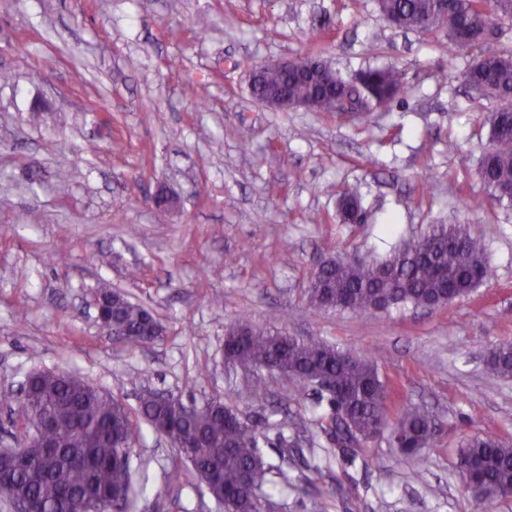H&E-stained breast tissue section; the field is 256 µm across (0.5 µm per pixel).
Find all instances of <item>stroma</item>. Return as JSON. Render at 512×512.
I'll return each instance as SVG.
<instances>
[{
    "mask_svg": "<svg viewBox=\"0 0 512 512\" xmlns=\"http://www.w3.org/2000/svg\"><path fill=\"white\" fill-rule=\"evenodd\" d=\"M310 52L350 81L398 66L408 92L367 123L252 97L253 68ZM467 66L375 0H0V71L13 75L0 82V447L23 437L27 377L62 371L132 409L147 390L221 398L287 475L275 512H512V498L477 503L456 469L468 436L512 442V379L483 368L512 341V207L478 175L490 104L467 94ZM343 189L363 223L338 218ZM431 224L481 239L488 274L471 295L432 310L309 306L319 262L386 257ZM102 288L152 309L161 339L113 343L94 321ZM244 312L371 357L392 407H426L420 475L383 436L328 478L284 462L279 436L309 448L328 395L276 372L252 394L223 354ZM132 465L138 512H224L151 428ZM352 481L355 498L332 495Z\"/></svg>",
    "mask_w": 512,
    "mask_h": 512,
    "instance_id": "stroma-1",
    "label": "stroma"
}]
</instances>
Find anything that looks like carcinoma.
<instances>
[{
    "mask_svg": "<svg viewBox=\"0 0 512 512\" xmlns=\"http://www.w3.org/2000/svg\"><path fill=\"white\" fill-rule=\"evenodd\" d=\"M378 11L402 29L439 35L453 59H470L462 72L469 90L492 104L484 115L489 144L480 163V177L490 195L512 206V112L499 101L512 97V50L483 51L498 35L495 14L512 15V0H498L494 13L483 0H376ZM301 70L266 68L261 72L256 99L277 96L293 103L323 99L322 110L333 111V96L349 84L336 74V90L320 74L331 67L318 53L300 61ZM360 81L375 108L388 109L406 91L405 74L397 67L371 69ZM338 213L357 218L360 202L352 190L337 193ZM487 275L480 239L465 224H432L427 232L406 242L384 259L348 262L337 259L313 276L308 288L316 310L352 312L392 307H439L474 292ZM114 315L113 342L138 346L154 343L161 323L142 305L124 295H106ZM224 361L253 373L250 391L263 390L262 370L275 371L297 382L325 377L335 393L329 411L315 420L317 435L325 438L331 456L349 457L348 449L387 432L397 438L400 452L420 470L423 449L433 435V423L421 408L393 410L377 365L367 356L337 348L314 336L289 337L258 325L244 313L224 330ZM487 371L512 377V343L492 349ZM25 403L29 411L50 417L41 439L21 440L31 464L13 468L0 463V483L12 489L10 503L32 501L41 512H76V505L114 500L120 512H135L131 449L139 437L138 419L156 432L177 433V449L197 475L210 479L209 494L224 512H260L261 500L274 474L259 451L257 430L237 421L238 413L213 398L194 414L182 398L157 399L152 393L139 400L138 413L83 379L56 371H35L28 377ZM460 478L477 473L487 500L512 496V445L490 436L466 439L457 458Z\"/></svg>",
    "mask_w": 512,
    "mask_h": 512,
    "instance_id": "carcinoma-1",
    "label": "carcinoma"
}]
</instances>
